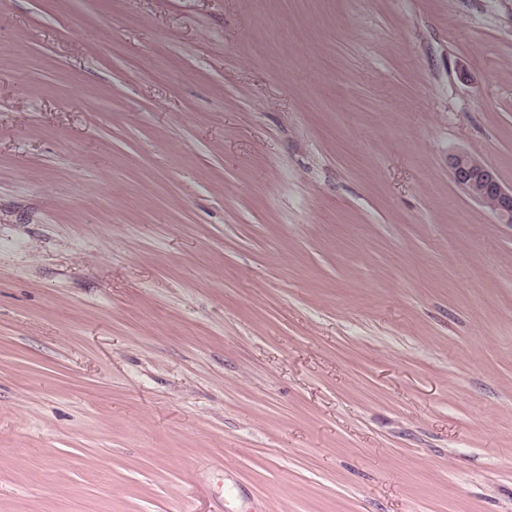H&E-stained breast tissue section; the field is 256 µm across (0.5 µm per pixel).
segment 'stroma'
<instances>
[{
  "label": "stroma",
  "mask_w": 512,
  "mask_h": 512,
  "mask_svg": "<svg viewBox=\"0 0 512 512\" xmlns=\"http://www.w3.org/2000/svg\"><path fill=\"white\" fill-rule=\"evenodd\" d=\"M512 0H0V512H512ZM449 168L453 181L470 198L488 205L502 224H512V188H505L492 168L466 153L450 155Z\"/></svg>",
  "instance_id": "1"
}]
</instances>
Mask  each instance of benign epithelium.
<instances>
[{
	"label": "benign epithelium",
	"instance_id": "obj_1",
	"mask_svg": "<svg viewBox=\"0 0 512 512\" xmlns=\"http://www.w3.org/2000/svg\"><path fill=\"white\" fill-rule=\"evenodd\" d=\"M453 181L473 200L489 206L503 224H512V188L500 182L495 171L479 159L457 153L449 156Z\"/></svg>",
	"mask_w": 512,
	"mask_h": 512
}]
</instances>
